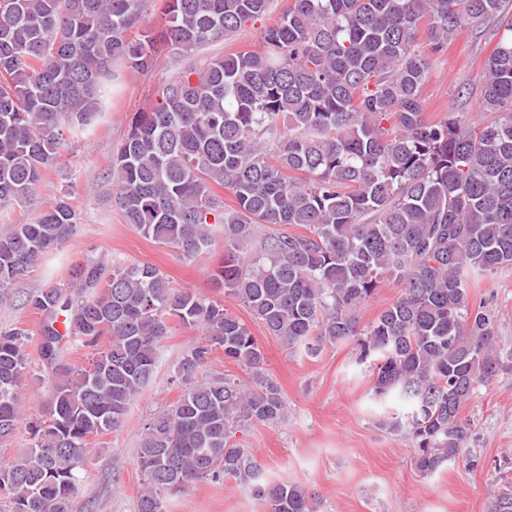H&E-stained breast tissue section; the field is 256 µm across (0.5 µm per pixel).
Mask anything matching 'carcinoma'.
<instances>
[{
    "label": "carcinoma",
    "instance_id": "obj_1",
    "mask_svg": "<svg viewBox=\"0 0 512 512\" xmlns=\"http://www.w3.org/2000/svg\"><path fill=\"white\" fill-rule=\"evenodd\" d=\"M141 2L0 0V208L32 196L70 133L94 122L114 64L147 71L166 50L190 56L273 0H162L166 26L135 37ZM504 2L287 0L258 50L206 57L161 87L107 172L126 223L184 259L208 254L212 225H223L214 286L287 348L316 357L356 339L372 398L408 407L382 426L412 436L424 475L467 446L462 409L512 367L492 314L469 298L475 279L512 269V36L480 74L483 121H434L422 96L432 55ZM262 225L286 229L261 236ZM75 233L62 198L0 233V302ZM386 281L400 296L359 329L358 307ZM26 303L44 315L40 354L56 380L48 417L29 425L34 445L0 464L11 512H72L91 438L124 425L175 323L204 338L179 363L184 393L144 430L137 512H166L167 492L227 479L252 486L269 512H314L304 488L261 482L258 461L233 442L282 419L287 404L257 339L224 304L172 287L153 265L95 261ZM28 340L21 326L0 331V442L22 420ZM67 342L93 350L87 365H59ZM217 349L251 381L204 376Z\"/></svg>",
    "mask_w": 512,
    "mask_h": 512
}]
</instances>
